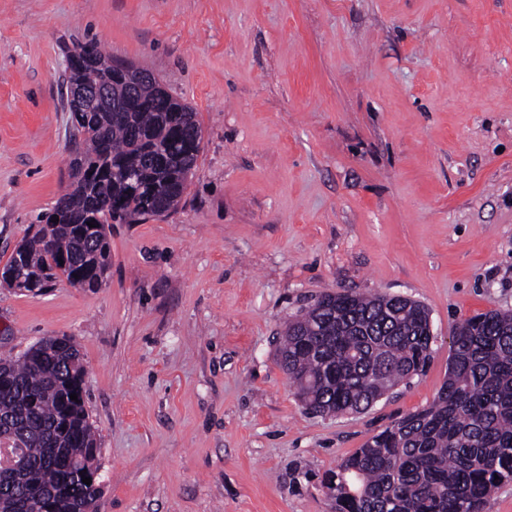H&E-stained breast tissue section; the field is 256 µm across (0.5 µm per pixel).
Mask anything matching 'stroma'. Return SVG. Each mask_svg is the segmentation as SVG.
I'll return each mask as SVG.
<instances>
[{
  "mask_svg": "<svg viewBox=\"0 0 512 512\" xmlns=\"http://www.w3.org/2000/svg\"><path fill=\"white\" fill-rule=\"evenodd\" d=\"M89 40L200 153L174 212L110 227L100 288L0 287V360L78 343L98 512H334L322 476L433 402L461 321L512 312V0H0V266L70 183ZM325 292L424 305L426 371L310 414L277 349Z\"/></svg>",
  "mask_w": 512,
  "mask_h": 512,
  "instance_id": "stroma-1",
  "label": "stroma"
}]
</instances>
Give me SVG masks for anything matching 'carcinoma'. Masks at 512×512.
Wrapping results in <instances>:
<instances>
[{
	"instance_id": "obj_1",
	"label": "carcinoma",
	"mask_w": 512,
	"mask_h": 512,
	"mask_svg": "<svg viewBox=\"0 0 512 512\" xmlns=\"http://www.w3.org/2000/svg\"><path fill=\"white\" fill-rule=\"evenodd\" d=\"M75 52L69 85L103 83L112 98L71 112L72 190L5 264L21 262V280L0 279L10 288L32 292L60 277L101 287L106 225L175 210L196 167L201 128L188 105L158 84L141 85L129 104L132 76L97 42ZM432 344L429 312L412 300L324 293L288 322L278 361L306 408L338 416L368 409L377 392L422 372ZM29 351L0 360V436L22 442L14 453L23 461L0 470V512H92L100 487L80 473L94 468L97 440L80 351L67 336ZM451 351L434 402L370 437L325 477L335 512H484L492 490L512 483V313L463 320Z\"/></svg>"
}]
</instances>
